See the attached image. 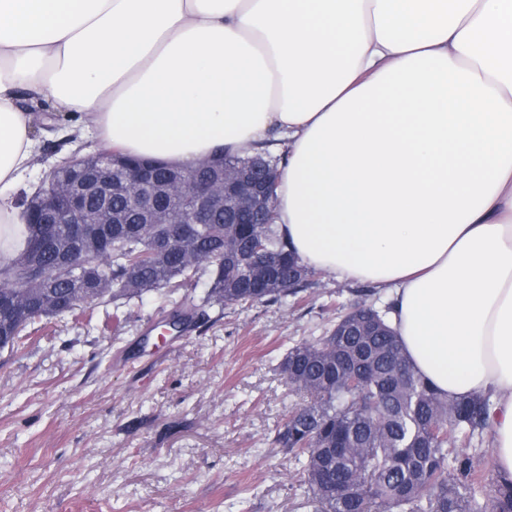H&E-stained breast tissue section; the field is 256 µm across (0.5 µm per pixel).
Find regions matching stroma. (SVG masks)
<instances>
[{"label": "stroma", "instance_id": "stroma-1", "mask_svg": "<svg viewBox=\"0 0 512 512\" xmlns=\"http://www.w3.org/2000/svg\"><path fill=\"white\" fill-rule=\"evenodd\" d=\"M56 125L37 132L34 181L72 150L71 120ZM205 291L106 299L0 352V512H313L300 463L273 442L301 400L281 363L339 315L391 298L315 271L288 300L216 305L177 343L161 338Z\"/></svg>", "mask_w": 512, "mask_h": 512}]
</instances>
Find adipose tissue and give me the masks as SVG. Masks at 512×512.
<instances>
[{"mask_svg": "<svg viewBox=\"0 0 512 512\" xmlns=\"http://www.w3.org/2000/svg\"><path fill=\"white\" fill-rule=\"evenodd\" d=\"M50 95L78 138L189 167L270 133L308 268L391 292L410 365L486 395L512 479V0H0V262Z\"/></svg>", "mask_w": 512, "mask_h": 512, "instance_id": "obj_1", "label": "adipose tissue"}]
</instances>
